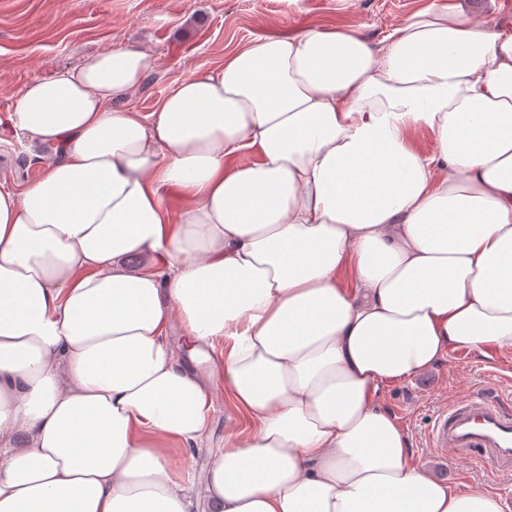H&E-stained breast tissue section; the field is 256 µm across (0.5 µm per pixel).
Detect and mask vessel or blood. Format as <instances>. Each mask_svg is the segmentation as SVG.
<instances>
[{
	"label": "vessel or blood",
	"instance_id": "obj_1",
	"mask_svg": "<svg viewBox=\"0 0 512 512\" xmlns=\"http://www.w3.org/2000/svg\"><path fill=\"white\" fill-rule=\"evenodd\" d=\"M429 448H451L466 457L512 472V411L498 392L484 390L443 408L426 437Z\"/></svg>",
	"mask_w": 512,
	"mask_h": 512
}]
</instances>
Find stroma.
<instances>
[{"label":"stroma","instance_id":"stroma-1","mask_svg":"<svg viewBox=\"0 0 512 512\" xmlns=\"http://www.w3.org/2000/svg\"><path fill=\"white\" fill-rule=\"evenodd\" d=\"M429 0H0V184L20 189L42 174L33 149L22 146L2 120L20 90L33 78L52 76L89 54L136 45L155 54L161 66L124 101L142 113L193 71L222 63L234 46L259 37L310 27L352 26L379 40ZM196 372L213 379L214 412L208 431L189 449L173 447L175 471L191 467L202 476L209 453L229 434L248 430L245 416L228 421L231 406L216 384L218 368L199 363ZM493 388L512 396V348L482 354L449 350L435 368L410 382L384 389L380 401L406 434L413 458L429 474L454 488L478 487L512 499V474L481 466L447 450L432 453L425 431L431 415L471 393Z\"/></svg>","mask_w":512,"mask_h":512}]
</instances>
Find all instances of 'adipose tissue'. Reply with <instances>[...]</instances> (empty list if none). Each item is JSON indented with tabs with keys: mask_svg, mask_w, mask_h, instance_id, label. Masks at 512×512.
I'll return each instance as SVG.
<instances>
[{
	"mask_svg": "<svg viewBox=\"0 0 512 512\" xmlns=\"http://www.w3.org/2000/svg\"><path fill=\"white\" fill-rule=\"evenodd\" d=\"M158 67L104 50L8 116L53 154L0 186V512H192L168 445L212 403L176 351L218 342L251 428L202 512H502L427 474L379 396L512 348V33L444 0L375 42L265 36L155 112L115 107Z\"/></svg>",
	"mask_w": 512,
	"mask_h": 512,
	"instance_id": "obj_1",
	"label": "adipose tissue"
}]
</instances>
